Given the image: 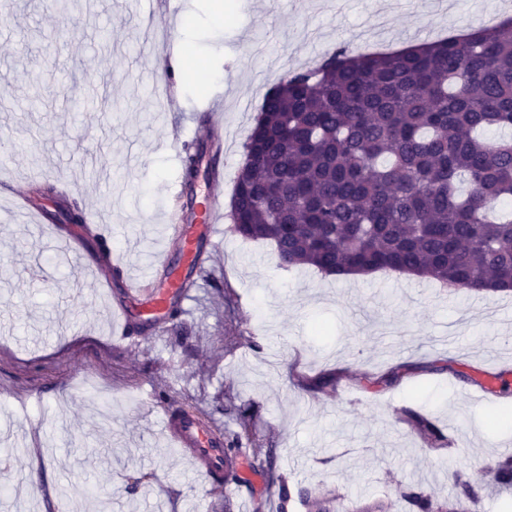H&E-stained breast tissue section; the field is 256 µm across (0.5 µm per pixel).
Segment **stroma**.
<instances>
[{
  "label": "stroma",
  "mask_w": 512,
  "mask_h": 512,
  "mask_svg": "<svg viewBox=\"0 0 512 512\" xmlns=\"http://www.w3.org/2000/svg\"><path fill=\"white\" fill-rule=\"evenodd\" d=\"M501 0H458L437 15L426 0H231L216 26L213 0H79L67 11L44 0H0V181L18 192L36 182L62 186L71 206L111 226L112 248L147 270L170 244L164 232L181 160L167 145L203 133L208 106L223 104V201H230L243 144L264 94L282 78L320 63L337 45L359 52L385 35L392 48L430 42L473 26ZM194 27L178 41L181 60L168 89L157 39L164 28ZM108 97L74 117L72 101ZM83 259L62 260L51 235L19 218L0 219V512H66L58 487L88 485L87 512H224L271 497L266 477L252 487L199 488L180 451L160 431L162 407L198 413L247 448L274 451V472L292 485L321 484L347 500L395 502L397 484L421 471L439 498L453 487L449 468L465 469L500 512L503 488L484 466L512 426H497L512 405V293L451 294L435 282L393 272L339 280L313 268L286 270L270 244L223 227L219 246L193 273L191 296L163 337L130 328L112 348L108 294H120L91 267L100 251L85 238ZM460 324L456 352L442 348L446 326ZM444 373L429 371L434 362ZM505 370L496 396L465 400L470 378ZM401 369L379 391L358 379ZM336 377L331 391L308 379ZM449 429L471 428L460 453H432L401 408ZM145 476L136 495L126 488Z\"/></svg>",
  "instance_id": "stroma-1"
}]
</instances>
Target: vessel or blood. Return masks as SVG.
<instances>
[{
  "label": "vessel or blood",
  "instance_id": "1",
  "mask_svg": "<svg viewBox=\"0 0 512 512\" xmlns=\"http://www.w3.org/2000/svg\"><path fill=\"white\" fill-rule=\"evenodd\" d=\"M224 172L211 168L207 175L206 191L195 206L192 220L182 218L180 210H171L169 221L173 229L171 247L154 256L147 280H125L124 303L113 311L121 326H128L132 314H139L149 334L165 331V320L172 305L188 300L191 290L186 273L197 268L206 252L217 248L219 224L224 215L220 208L218 187ZM12 214L27 223L41 224L45 215L31 207L25 198L12 194L7 199ZM163 428L189 464L192 474L207 488L221 487L224 478L225 448L222 429L190 411L165 410Z\"/></svg>",
  "mask_w": 512,
  "mask_h": 512
}]
</instances>
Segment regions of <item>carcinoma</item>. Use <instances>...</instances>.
<instances>
[{"mask_svg":"<svg viewBox=\"0 0 512 512\" xmlns=\"http://www.w3.org/2000/svg\"><path fill=\"white\" fill-rule=\"evenodd\" d=\"M512 20L405 50L354 55L336 48L322 63L269 90L243 144L232 195L233 231L274 248L285 269L325 275L362 270L414 274L470 292L512 290ZM204 151H186L190 186ZM467 183L469 190L461 192ZM55 183L31 186L32 200ZM403 377L365 375L364 390ZM426 449L448 437L433 417L403 410ZM228 448L224 482L244 483L239 457L272 473L270 448ZM444 501L400 485L403 512H480V490L462 469ZM276 512H345L344 495L320 485L291 492L279 480Z\"/></svg>","mask_w":512,"mask_h":512,"instance_id":"cac0c4a2","label":"carcinoma"}]
</instances>
